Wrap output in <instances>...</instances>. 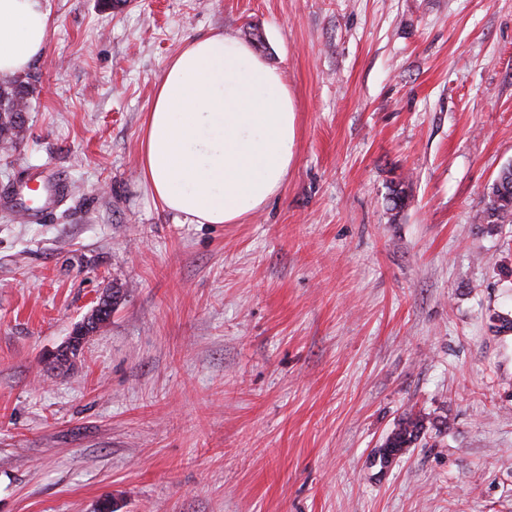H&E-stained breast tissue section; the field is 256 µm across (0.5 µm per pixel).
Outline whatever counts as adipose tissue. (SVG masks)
Instances as JSON below:
<instances>
[{
  "instance_id": "ef3b65f1",
  "label": "adipose tissue",
  "mask_w": 512,
  "mask_h": 512,
  "mask_svg": "<svg viewBox=\"0 0 512 512\" xmlns=\"http://www.w3.org/2000/svg\"><path fill=\"white\" fill-rule=\"evenodd\" d=\"M44 0H0V77L48 45ZM296 114L280 73L222 33L187 40L157 81L141 172L166 210L238 224L278 194L295 159Z\"/></svg>"
}]
</instances>
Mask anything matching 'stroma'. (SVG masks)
<instances>
[{
	"label": "stroma",
	"mask_w": 512,
	"mask_h": 512,
	"mask_svg": "<svg viewBox=\"0 0 512 512\" xmlns=\"http://www.w3.org/2000/svg\"><path fill=\"white\" fill-rule=\"evenodd\" d=\"M45 4L0 152V512H512V224L480 221L512 164V0ZM216 32L261 35L296 112L239 224L162 209L140 167L167 62ZM409 412L424 437L381 463ZM99 309H101L102 311L104 310H110L111 311V307H104V306H96L92 313L87 316L80 324H78L71 336H69L68 338V341L66 342V345L65 347L63 348V350H61V354H58L59 357L62 358V354L66 353L67 349L68 348H72L73 345L77 344L78 341L81 339V335H89L91 333V328L93 327V325L95 323H97L98 321V318L101 317L103 315V312L101 313L99 311Z\"/></svg>",
	"instance_id": "1"
}]
</instances>
